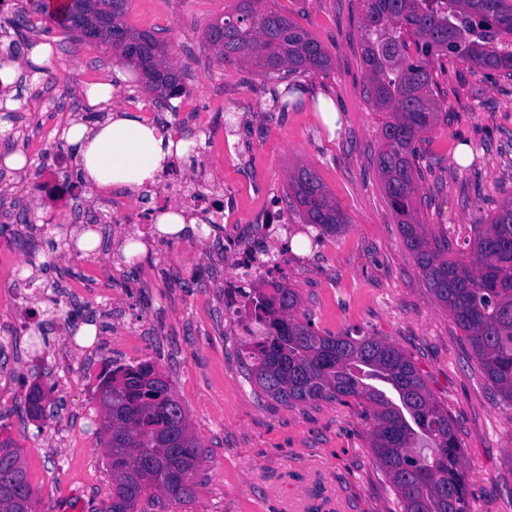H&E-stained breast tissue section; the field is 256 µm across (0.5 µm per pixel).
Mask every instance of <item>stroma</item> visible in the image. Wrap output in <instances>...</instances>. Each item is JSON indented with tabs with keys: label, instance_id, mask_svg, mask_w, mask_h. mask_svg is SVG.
Here are the masks:
<instances>
[{
	"label": "stroma",
	"instance_id": "1",
	"mask_svg": "<svg viewBox=\"0 0 512 512\" xmlns=\"http://www.w3.org/2000/svg\"><path fill=\"white\" fill-rule=\"evenodd\" d=\"M235 0H129L125 22L159 33L184 70L177 107L154 108L140 82L120 91V106L182 134L190 155L173 170L179 195L217 194L232 220L203 224L199 237H146L137 263L120 260L128 221L139 205L124 194L88 196L76 165L49 178V156L74 115H88L84 91L108 81L119 59L30 13L25 39H47L50 63L36 83L19 88L17 118L0 134V156L22 151L23 171L0 166V289L13 261L38 266L45 296L0 297V326L26 320L25 334L0 333V436L21 453L34 512H99L112 493L101 430L97 376L112 358V339L135 337L133 358L170 380L188 414L203 461L197 498L179 508L154 492L148 512H392L395 492L370 448L372 424L355 400L287 407L248 380L242 359L246 322L226 311L224 281L236 257L225 246L226 223L268 248L287 269L298 314L324 335L374 336L404 350L447 409L469 477L468 512H512V408L486 381L447 311L435 301L392 214L375 155L382 114L365 94L360 0H276L321 41L327 73L300 76L302 103L271 111L272 84L248 67L224 63L205 37ZM434 78L441 111L420 144L418 216L430 236L459 253L477 219L512 197V80L440 59ZM340 116L329 127L320 99ZM466 161H458L460 145ZM314 169L347 217L342 232L317 237L289 207V173ZM47 228L96 222L98 245L76 248L57 235V251L30 238L22 210ZM288 220L291 236L316 237L303 252L281 254L270 212ZM54 411L44 421L23 410L32 383Z\"/></svg>",
	"mask_w": 512,
	"mask_h": 512
}]
</instances>
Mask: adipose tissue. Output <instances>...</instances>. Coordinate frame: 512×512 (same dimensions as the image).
<instances>
[{"label":"adipose tissue","mask_w":512,"mask_h":512,"mask_svg":"<svg viewBox=\"0 0 512 512\" xmlns=\"http://www.w3.org/2000/svg\"><path fill=\"white\" fill-rule=\"evenodd\" d=\"M51 48L40 42L13 59L0 62V108H18L19 83L37 77L49 62ZM131 77L127 68H114L112 79L91 85L90 105H111L105 117L90 122L71 121L63 132L68 152L78 159L80 178L101 192L123 193L133 200L155 194L172 157L183 155L188 144L175 140L139 113L115 105L116 92Z\"/></svg>","instance_id":"obj_1"}]
</instances>
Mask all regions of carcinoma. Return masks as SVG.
Segmentation results:
<instances>
[{
	"instance_id": "cac0c4a2",
	"label": "carcinoma",
	"mask_w": 512,
	"mask_h": 512,
	"mask_svg": "<svg viewBox=\"0 0 512 512\" xmlns=\"http://www.w3.org/2000/svg\"><path fill=\"white\" fill-rule=\"evenodd\" d=\"M127 0H74L58 8L56 24L83 40L92 16H112L98 46L142 70L144 89L158 98L183 93L185 73L168 61V45L148 30L126 25ZM365 93L384 114L375 162L387 203L407 249L440 308L447 311L501 401L512 407V198L485 223L474 225L465 258L445 256L418 219L416 143L437 124L433 64L457 58L470 68L512 77V0H361ZM205 37L226 62L248 66L274 83L309 71H327V49L274 0H238L211 23ZM414 43L415 54L409 53ZM299 85L273 91V107L288 111ZM289 206L320 233L334 235L345 217L315 170L288 178ZM245 307L263 335L250 343V379L285 406L354 399L371 421V448L391 483L400 512H468L461 442L448 411L435 402L411 358L370 336H325L299 321L297 293L280 283L266 294L252 288ZM101 428L112 469L105 512H138L156 489L176 505L196 499L202 461L186 412L170 384L152 401L135 385L99 393ZM0 457V512H33V491L19 451ZM187 475L183 483L177 474Z\"/></svg>"
}]
</instances>
